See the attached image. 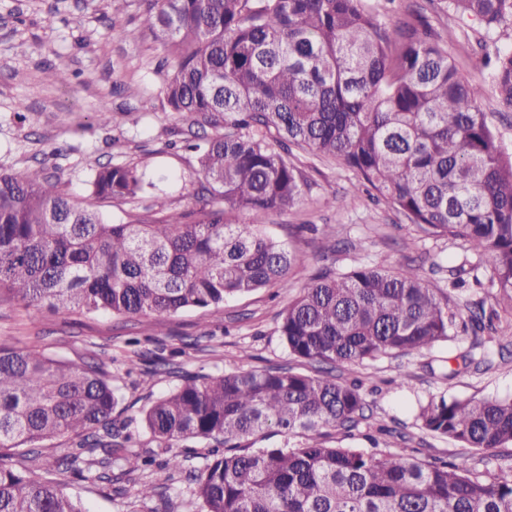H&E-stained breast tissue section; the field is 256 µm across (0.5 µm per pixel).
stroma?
Here are the masks:
<instances>
[{
	"instance_id": "stroma-1",
	"label": "stroma",
	"mask_w": 512,
	"mask_h": 512,
	"mask_svg": "<svg viewBox=\"0 0 512 512\" xmlns=\"http://www.w3.org/2000/svg\"><path fill=\"white\" fill-rule=\"evenodd\" d=\"M365 6L391 13L396 20L428 25L458 69L480 84L478 105L512 151V111L499 104L487 73L477 68L485 51L512 46V27L488 38L478 23L445 12L441 0H395L391 5L365 0ZM146 7V0H125L113 13L106 0H0V171L44 167L73 203L98 210L115 223L142 224L163 209L200 208L197 163L181 144L201 126L171 112L159 94L165 51L144 22ZM50 65L66 70L69 82L45 81L43 70ZM105 109L113 113L106 126L97 117ZM99 162L145 168L158 179L160 190L129 199H100L90 185L91 168ZM295 163L302 173L304 200L269 215L265 224L269 234L304 256L283 283L230 298L216 314L181 312L162 335L147 317L53 312L0 298V341L35 345L77 364L91 359L102 364L119 393L115 423L127 425L147 448L151 441L140 411L179 380L165 372L130 369L132 352L172 357L177 367L198 375L294 365L278 331L279 313L323 263L347 271L380 263L396 269L421 260V273L434 292H449L458 304L478 298L493 301L496 291L484 269L478 272L481 286L449 289L447 267L478 261L477 255L464 253L460 241L426 236L369 194L340 161L299 149ZM434 260L444 265V272H431ZM502 336H512L510 314H501L492 334L458 332L428 351L349 367L343 376L360 381L373 417L351 436H328V444L370 452L385 428L392 432V450L463 463L487 478L512 471V447L462 448L427 435L415 418L419 406L443 396L512 398V354L495 358L486 371L448 374L453 358L474 341L496 351ZM403 373L411 376V387H400ZM65 491L79 498L88 512L133 508L129 498L78 476L69 478Z\"/></svg>"
}]
</instances>
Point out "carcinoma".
<instances>
[{"label": "carcinoma", "instance_id": "1", "mask_svg": "<svg viewBox=\"0 0 512 512\" xmlns=\"http://www.w3.org/2000/svg\"><path fill=\"white\" fill-rule=\"evenodd\" d=\"M493 36L512 0H442ZM145 23L170 58L160 95L211 133L190 134L200 196L219 207L160 211L112 224L71 203L42 168L0 173V295L26 307L146 315L164 333L174 314L217 312L224 301L286 279L303 258L264 230L303 198L292 148L341 161L423 233L476 253L499 309L465 303L473 334L512 311V152L488 123L477 84L430 34L385 19L363 0H148ZM512 110V47L485 56ZM103 199L157 189L135 165L102 164ZM477 267H450L449 287L475 285ZM448 302L414 266L324 267L281 312L288 352L312 367L187 376L141 410L157 448L131 450L112 423V376L32 347L0 343V512H88L34 466L65 438L61 472L135 487L138 505L168 500L184 477L200 512H512V477L401 451L381 458L330 447L323 429L351 434L370 404L336 371L429 350L450 338ZM425 431L462 448L512 447V399L441 397L420 408ZM285 444L253 448L266 434ZM187 440L224 448L200 470L171 449Z\"/></svg>", "mask_w": 512, "mask_h": 512}]
</instances>
